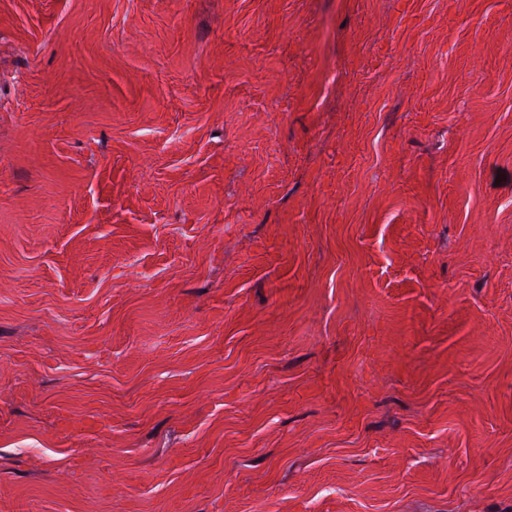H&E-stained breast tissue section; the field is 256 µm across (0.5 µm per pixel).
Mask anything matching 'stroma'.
I'll return each instance as SVG.
<instances>
[{"label":"stroma","mask_w":512,"mask_h":512,"mask_svg":"<svg viewBox=\"0 0 512 512\" xmlns=\"http://www.w3.org/2000/svg\"><path fill=\"white\" fill-rule=\"evenodd\" d=\"M0 512H512V0H0Z\"/></svg>","instance_id":"stroma-1"}]
</instances>
